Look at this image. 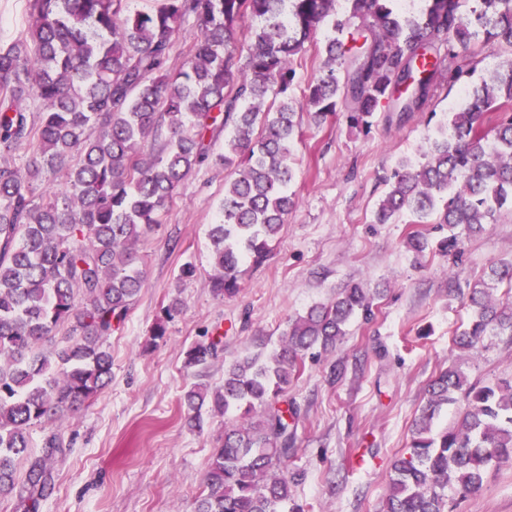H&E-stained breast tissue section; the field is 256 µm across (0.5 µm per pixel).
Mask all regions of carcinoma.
Here are the masks:
<instances>
[{"mask_svg":"<svg viewBox=\"0 0 512 512\" xmlns=\"http://www.w3.org/2000/svg\"><path fill=\"white\" fill-rule=\"evenodd\" d=\"M160 0L125 13V0H29L26 35L0 46V155L29 150L25 167L0 163V498L16 496L29 512L51 494L48 463L63 453L58 432L43 454L19 462L30 429L61 427L112 379L107 339L145 284L137 245L181 183L212 162L231 170L208 237L216 297L241 288V268L270 256L271 243L297 204L293 150L298 116L318 128L344 111L352 128L370 131L380 109L404 122L426 112L443 83L462 85L463 103L428 130L413 162L402 158L385 178L374 213L389 224L407 213L439 234L436 252L458 259L463 235L512 215V114L492 131L486 112L512 103V59L474 77L478 62L445 65L483 37L512 49V0ZM257 21L247 43L245 17ZM189 58L171 54L189 19ZM327 29L320 74L294 94L296 56ZM274 95L277 106L266 105ZM40 103L38 118L26 100ZM228 130L224 153L206 137ZM65 171V190L37 202L33 181ZM512 285V262L490 267L469 295L474 316L455 338L476 351L488 334L512 337V301L490 294ZM373 299L352 285L288 321L279 350L224 370L213 389L185 391V422L202 431L204 414L239 412L225 427L194 512H305L294 504L288 460L296 452L285 398L303 356L336 348L356 315L368 320ZM61 326L67 334L44 345ZM220 341L196 343L189 368H205ZM460 405L450 427L433 426ZM512 462V382L479 385L450 367L428 386L407 452L393 464L382 512H453L483 486L491 468Z\"/></svg>","mask_w":512,"mask_h":512,"instance_id":"cac0c4a2","label":"carcinoma"}]
</instances>
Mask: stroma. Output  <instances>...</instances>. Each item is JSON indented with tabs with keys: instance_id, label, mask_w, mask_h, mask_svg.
I'll use <instances>...</instances> for the list:
<instances>
[{
	"instance_id": "obj_1",
	"label": "stroma",
	"mask_w": 512,
	"mask_h": 512,
	"mask_svg": "<svg viewBox=\"0 0 512 512\" xmlns=\"http://www.w3.org/2000/svg\"><path fill=\"white\" fill-rule=\"evenodd\" d=\"M426 115L402 124L377 113L370 132L345 117L304 126L295 152L297 205L262 265H247L233 299L214 296L208 230L224 199L223 167L195 170L177 189L154 231L140 241L146 282L108 340L112 382L68 416L53 492L38 512H193L211 458L234 415L187 428L180 397L195 380L187 350L209 331L223 338L204 375L278 348L288 320L357 283L374 291L371 319H354L335 350L307 353L289 389L296 402L297 452L288 462L295 497L313 512H380L392 462L409 446L428 383L451 365L471 380L512 376V338L485 337L477 354L454 337L471 320L469 287L492 264L512 261V217L467 237L458 266L406 246L403 215L377 224L382 182L424 148ZM193 263L198 275L179 279ZM183 303L163 342L151 329L171 298ZM455 512H512V464L490 472Z\"/></svg>"
}]
</instances>
